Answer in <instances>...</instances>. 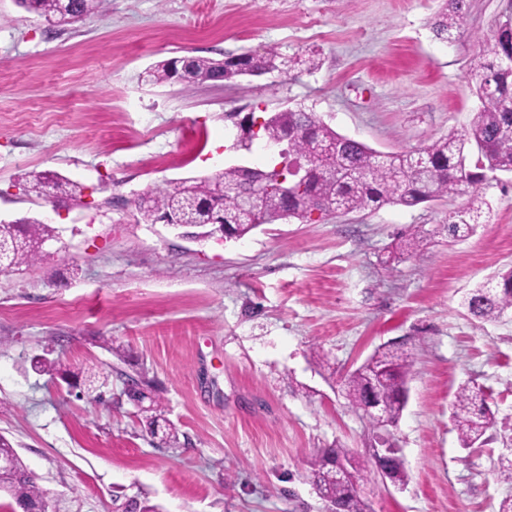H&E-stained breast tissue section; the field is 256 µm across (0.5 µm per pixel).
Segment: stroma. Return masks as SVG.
I'll return each instance as SVG.
<instances>
[{"label": "stroma", "mask_w": 512, "mask_h": 512, "mask_svg": "<svg viewBox=\"0 0 512 512\" xmlns=\"http://www.w3.org/2000/svg\"><path fill=\"white\" fill-rule=\"evenodd\" d=\"M466 3L448 43L432 30L444 0H111L58 30L0 0V219L45 214L61 230L42 261L0 274V434L52 512H122L117 493L162 512H324L315 456L378 445L345 380L381 346L414 357L386 431L407 481L364 473L370 512H498L512 495L497 476L512 454V318L464 306L512 267V175L480 185L486 221L460 240L443 226L466 193L226 242L139 223L132 204L228 162L279 163L262 140L233 147L235 122L258 109L315 112L384 153L464 132L471 60L512 15V0ZM270 46L321 65L188 89L146 77L159 61ZM31 171L81 193L37 198ZM36 356L104 373L103 402L32 370ZM469 381L492 425L465 449L451 408ZM134 382L160 398L178 444L141 427Z\"/></svg>", "instance_id": "obj_1"}]
</instances>
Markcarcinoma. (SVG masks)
<instances>
[{"mask_svg":"<svg viewBox=\"0 0 512 512\" xmlns=\"http://www.w3.org/2000/svg\"><path fill=\"white\" fill-rule=\"evenodd\" d=\"M28 12L43 17L50 24L62 18L77 23L106 9L107 0H17ZM465 0H447L446 8L434 23L439 39L452 42L459 36L458 20ZM319 58L310 53L288 58L277 48L262 53L230 55L219 61L190 56L162 61L149 72L157 84L179 79L190 87L216 76L228 81L247 72L265 74L300 67L319 68ZM477 78L475 94L480 109L470 127L460 134L451 133L431 143L400 154L378 152L362 142L337 133L313 112L302 108L286 109L263 119L259 127L270 145H285L279 156L281 169L261 170L245 166H226L205 177L174 182L170 188L149 190L134 199L140 220L157 224L170 220L188 224L200 235L211 231V224L224 219V237L241 239L259 226L280 220L310 218L316 208L329 211L377 209L385 204L413 208L440 197L466 192L468 188L499 174L512 173V23L504 22L492 38L483 42L478 58L472 63ZM284 177L292 190L282 193L277 178ZM29 191L37 195L73 196L77 185L51 172H32ZM264 192L263 211L244 208V199L252 192ZM487 202L474 197L457 211L444 230L454 238H463L482 223ZM58 239L56 227L36 218H21L0 224V268L14 272L41 260L46 242ZM469 313L483 320H499L512 312V269L472 290L465 299ZM414 360L404 351H378L346 379V397L357 410L364 409L369 394L386 404V421L398 422L404 403L401 394ZM137 402L139 420L145 431L158 433L163 419L162 403L146 398L144 392L128 391ZM481 388L465 383L455 395L452 420L464 448L485 443L491 425ZM0 452L11 456L10 465L0 470V491H5L19 508L48 512L47 493L36 483L13 445L0 435ZM350 464L352 478L336 479V464ZM397 483L407 475L401 459L392 455L382 464ZM367 470L364 461L340 448H330L312 463V475L320 498L339 503L343 512H369L360 497L358 481Z\"/></svg>","mask_w":512,"mask_h":512,"instance_id":"carcinoma-1","label":"carcinoma"}]
</instances>
